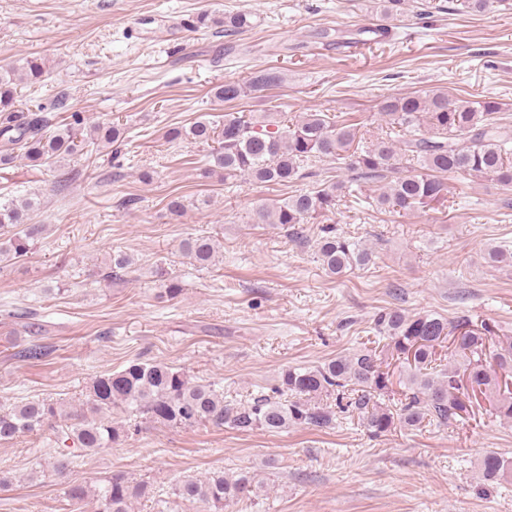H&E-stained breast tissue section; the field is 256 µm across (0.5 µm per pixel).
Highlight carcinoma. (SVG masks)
<instances>
[{"label":"carcinoma","mask_w":512,"mask_h":512,"mask_svg":"<svg viewBox=\"0 0 512 512\" xmlns=\"http://www.w3.org/2000/svg\"><path fill=\"white\" fill-rule=\"evenodd\" d=\"M213 25L224 27L226 33H239L252 27V14L238 10L216 19L202 12L192 28ZM44 74L36 58L18 67L0 68L1 166L20 155L40 166H51L78 150V126L84 121L79 113H72L71 122L65 126L55 127L43 112L17 106L18 84L24 80L40 83ZM282 81L280 74L266 72L245 84H220L214 88V97L234 102ZM501 111V103L489 98L459 100L435 90L383 99L380 115L388 132L362 149L357 147L361 142L357 124L322 112H306L293 119L279 112L249 116L226 112L220 122L199 119L187 127L171 128L165 139H188L202 146L217 144L209 154L214 167L205 168L204 173L217 168L226 180L245 176L256 183L288 186L303 181L322 161L352 173L347 182L298 189L281 202L256 210V223L279 224L297 237L302 225L334 212L342 197L352 195L351 184L381 179L387 173L392 179L374 199L375 206L384 210L407 211L446 201L445 176L449 174L511 189L512 124L503 121ZM93 131L105 147L125 140V130L117 125H97ZM37 207L34 197L0 201V261L26 255L42 238L45 225L30 223V214ZM180 250L205 266L215 258L216 244L205 236L187 237L180 242ZM316 255L326 273L334 276L371 260L368 250L358 248L331 226L322 228ZM130 265L127 255H113L104 279L120 277ZM457 329L459 325L435 313L410 315L400 308H388L374 322L376 334L384 340L381 348L365 347L319 366L288 369L272 393L250 403L226 401L214 385L193 381L171 365L132 361L120 371L96 377L85 403L78 408L32 400L0 411V442L41 431L53 420L66 421L67 425L54 433L61 451L50 466V474L61 477L74 463L75 453L110 448L128 438L124 426L97 418L105 410L119 408L179 427L226 425L242 433L254 429L278 432L296 426L326 429L333 425L336 414L321 404L320 396L332 392L339 404L349 398L347 405L358 412L372 437L402 427L448 428L476 418L480 410L501 424H511L512 386L507 376L512 375V336L498 337L488 352L491 328H469L454 342L450 362L444 364L436 356V347ZM383 354L401 360L404 368L406 392L395 411L380 401L392 393V383L380 366ZM46 355L45 348L35 343L14 353L23 362L38 361ZM479 470L487 481H507L512 478V459L489 450L481 455ZM259 489L247 472L226 476L216 470L204 477H182L174 484L172 495L177 500L200 503L206 512H224L230 504ZM149 495L146 482L124 472L110 475L94 491L83 485H70L64 491L71 505L93 499L95 512H132L133 504Z\"/></svg>","instance_id":"carcinoma-1"}]
</instances>
